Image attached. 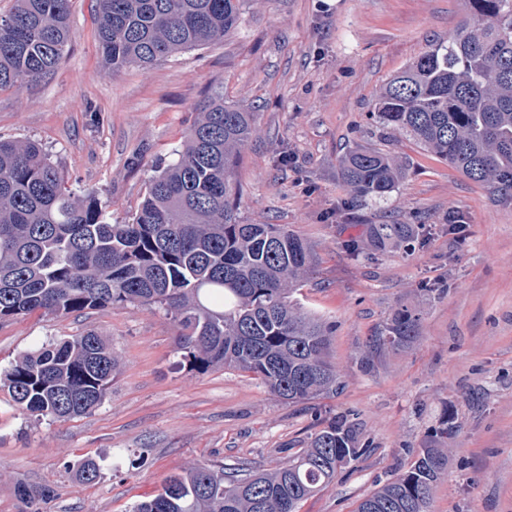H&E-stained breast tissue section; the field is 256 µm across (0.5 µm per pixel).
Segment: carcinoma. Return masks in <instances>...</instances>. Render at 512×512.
Returning <instances> with one entry per match:
<instances>
[{
	"instance_id": "1",
	"label": "carcinoma",
	"mask_w": 512,
	"mask_h": 512,
	"mask_svg": "<svg viewBox=\"0 0 512 512\" xmlns=\"http://www.w3.org/2000/svg\"><path fill=\"white\" fill-rule=\"evenodd\" d=\"M70 0H13L0 15V90L50 75L73 33ZM468 18L397 71L373 115L407 130L498 202H512V0H467ZM99 44L118 71L148 67L224 41L239 0H92ZM254 114L206 100L176 158L157 167L131 222L110 224L93 191L80 198L65 171L36 142L0 139V321L131 304L161 307L178 329L177 353L192 370L249 374L287 403L336 393L330 359L336 324L292 300L311 250L283 224H243L233 177ZM403 166L356 148L340 176L361 200L384 197ZM407 224H376L374 245L410 238ZM420 316L401 308L371 351L410 348ZM119 370L111 344L93 331L18 356L0 375L24 414L69 419L106 397ZM452 422L431 436L409 466L363 498L355 512H429L448 473ZM366 451L354 428L332 421L306 447L270 470L184 467L133 512H298ZM92 483L100 466L77 463ZM49 489L17 486L27 512Z\"/></svg>"
}]
</instances>
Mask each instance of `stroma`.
<instances>
[{
  "label": "stroma",
  "instance_id": "stroma-1",
  "mask_svg": "<svg viewBox=\"0 0 512 512\" xmlns=\"http://www.w3.org/2000/svg\"><path fill=\"white\" fill-rule=\"evenodd\" d=\"M466 18L462 0H241L240 24L223 42L115 71L91 0H71L65 59L43 80L0 91V138L41 143L71 188L96 192L106 221L121 224L208 97L253 113L234 169L239 216L287 225L311 244L298 300L335 322L342 387L288 404L251 376L178 367L176 328L158 307L1 322L0 370L93 330L120 371L101 405L64 421L21 414L0 392V512H21V483L52 488L41 512H131L175 470L269 469L335 419L369 450L298 512H355L448 418V474L430 512H512V204L372 116L387 79ZM357 146L402 161L390 196L362 202L342 183L340 161ZM452 215L461 231L449 229ZM393 223L413 225L411 244L366 249L372 225ZM354 241L364 253L350 251ZM404 306L421 316L417 341L368 354ZM81 458L100 464L97 482L76 476ZM135 458L140 467H130Z\"/></svg>",
  "mask_w": 512,
  "mask_h": 512
}]
</instances>
